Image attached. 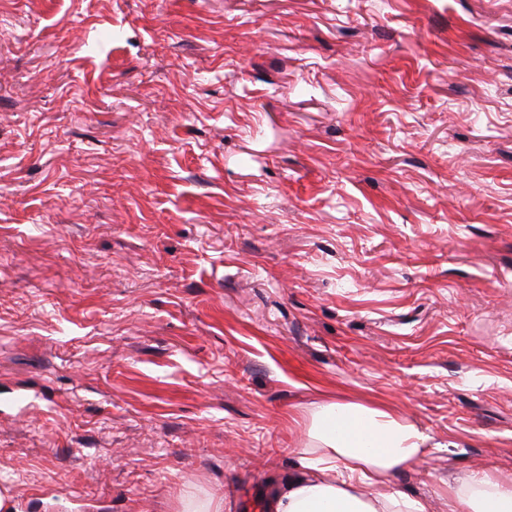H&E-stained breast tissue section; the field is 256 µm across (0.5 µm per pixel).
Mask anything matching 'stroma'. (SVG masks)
I'll return each mask as SVG.
<instances>
[{
	"mask_svg": "<svg viewBox=\"0 0 512 512\" xmlns=\"http://www.w3.org/2000/svg\"><path fill=\"white\" fill-rule=\"evenodd\" d=\"M324 399L512 475V0H0V489L262 512ZM180 512H224V497L187 496L181 502Z\"/></svg>",
	"mask_w": 512,
	"mask_h": 512,
	"instance_id": "stroma-1",
	"label": "stroma"
}]
</instances>
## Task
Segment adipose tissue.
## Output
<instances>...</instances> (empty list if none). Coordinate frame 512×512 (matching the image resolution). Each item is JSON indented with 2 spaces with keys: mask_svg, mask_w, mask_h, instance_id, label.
I'll use <instances>...</instances> for the list:
<instances>
[{
  "mask_svg": "<svg viewBox=\"0 0 512 512\" xmlns=\"http://www.w3.org/2000/svg\"><path fill=\"white\" fill-rule=\"evenodd\" d=\"M311 443L299 469L270 479L263 512H430L427 500L377 495L399 470L421 461L427 438L379 409L326 401L308 412ZM448 512H512V477L468 476L448 489Z\"/></svg>",
  "mask_w": 512,
  "mask_h": 512,
  "instance_id": "ef3b65f1",
  "label": "adipose tissue"
}]
</instances>
